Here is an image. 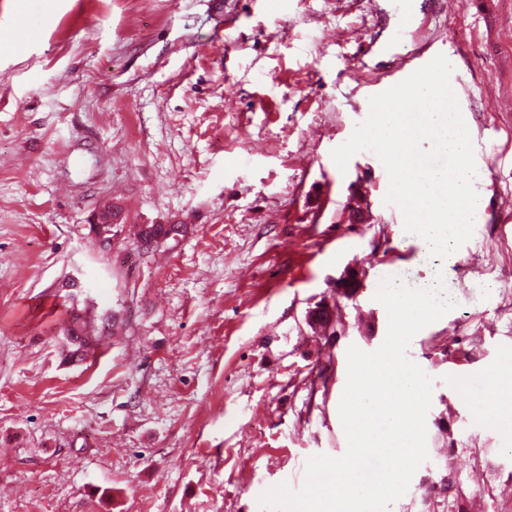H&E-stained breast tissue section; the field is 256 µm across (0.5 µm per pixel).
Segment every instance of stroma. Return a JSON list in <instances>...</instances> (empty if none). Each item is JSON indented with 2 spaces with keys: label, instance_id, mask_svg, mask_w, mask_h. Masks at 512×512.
<instances>
[{
  "label": "stroma",
  "instance_id": "1",
  "mask_svg": "<svg viewBox=\"0 0 512 512\" xmlns=\"http://www.w3.org/2000/svg\"><path fill=\"white\" fill-rule=\"evenodd\" d=\"M24 22L40 39L4 45ZM439 54L482 205L452 265L385 204L376 154L331 157L368 85ZM144 224L184 231L146 248ZM390 269L444 272L456 306L407 351L433 380L428 458L389 512H422L444 463L470 512H512V430L479 406L487 373L512 376V0H0V512H261L300 489L309 457L347 449V349L383 343ZM73 303L116 317L80 364ZM321 303L330 338L308 324Z\"/></svg>",
  "mask_w": 512,
  "mask_h": 512
}]
</instances>
